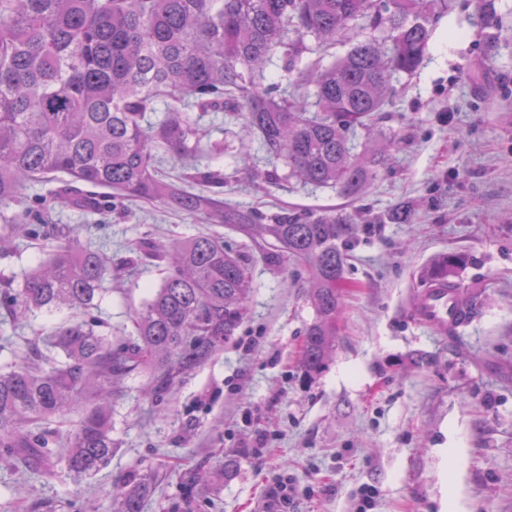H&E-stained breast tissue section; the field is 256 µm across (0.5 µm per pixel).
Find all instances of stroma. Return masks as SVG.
I'll use <instances>...</instances> for the list:
<instances>
[{
  "label": "stroma",
  "mask_w": 512,
  "mask_h": 512,
  "mask_svg": "<svg viewBox=\"0 0 512 512\" xmlns=\"http://www.w3.org/2000/svg\"><path fill=\"white\" fill-rule=\"evenodd\" d=\"M484 5L448 0L419 68L394 77L372 129L399 146L356 196L290 179L223 113L202 120L224 143L226 203L270 217L331 210L372 226L350 249L335 353L312 376L301 368L316 317L308 272L270 259L264 240L151 201L81 211L52 176L25 187V205L110 256L91 314L113 340L166 275L158 262L129 267L142 237L223 235L245 247L252 282L235 336L163 400L148 396L147 375L126 379L112 402V458L97 474L78 484L54 456L39 467L0 460V512H114L119 481L148 483L143 512H358L368 488L371 512H448L454 491L468 512H512V0H495L488 24ZM401 205L410 222L388 221ZM55 243L17 239L0 251V281L19 282ZM450 254L465 257L448 278L470 295L473 319L444 337L414 325L411 306ZM68 319L44 311L1 323L0 366Z\"/></svg>",
  "instance_id": "obj_1"
}]
</instances>
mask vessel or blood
<instances>
[{"label": "vessel or blood", "mask_w": 512, "mask_h": 512, "mask_svg": "<svg viewBox=\"0 0 512 512\" xmlns=\"http://www.w3.org/2000/svg\"><path fill=\"white\" fill-rule=\"evenodd\" d=\"M469 312L470 299L464 288L444 277L430 279L411 308L416 325L440 336L458 333L466 324Z\"/></svg>", "instance_id": "b4317fda"}]
</instances>
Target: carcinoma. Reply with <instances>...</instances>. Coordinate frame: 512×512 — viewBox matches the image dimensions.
<instances>
[{"instance_id":"1","label":"carcinoma","mask_w":512,"mask_h":512,"mask_svg":"<svg viewBox=\"0 0 512 512\" xmlns=\"http://www.w3.org/2000/svg\"><path fill=\"white\" fill-rule=\"evenodd\" d=\"M447 0H0V206L21 202L33 181L55 175L108 190L112 199L147 200L217 218L310 266L316 319L305 331L301 366L320 372L332 358L350 243L358 225L335 214L288 215L264 223L257 210L224 206L165 180L162 154L193 162L191 179L217 188L224 174L196 163L208 133L193 112L242 121L288 176L343 196L373 176L383 150L353 154L352 139L384 111L396 74H411L428 48L435 10ZM297 38H288L289 32ZM328 50L350 43L330 66L305 37ZM296 74L294 90L264 70L275 55ZM165 105L162 119L151 113ZM46 223L38 210L16 216V230ZM55 248L21 285L0 287L15 319L95 306L109 273L105 255L76 236ZM139 256L166 262L161 286L132 318L134 336L112 344L85 320L54 330L48 352L0 370V459L37 463L67 443L63 460L79 477L112 458V396L134 373H153L164 396L205 363L246 316L250 265L224 238L200 235L164 245L142 239ZM82 410L61 435L56 418ZM143 484L112 489L116 512H143Z\"/></svg>"}]
</instances>
